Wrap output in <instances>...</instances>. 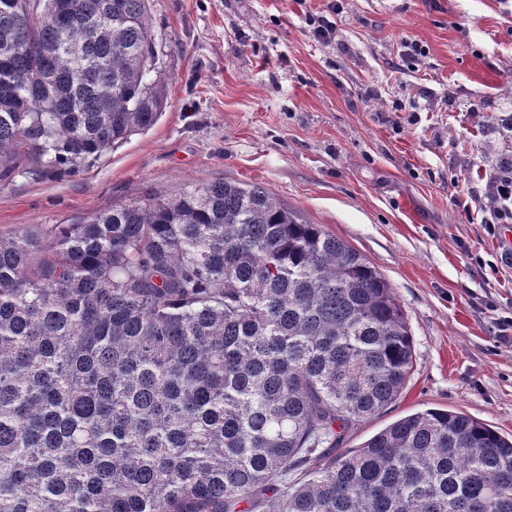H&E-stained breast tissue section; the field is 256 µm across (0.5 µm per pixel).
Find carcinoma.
<instances>
[{
  "label": "carcinoma",
  "mask_w": 512,
  "mask_h": 512,
  "mask_svg": "<svg viewBox=\"0 0 512 512\" xmlns=\"http://www.w3.org/2000/svg\"><path fill=\"white\" fill-rule=\"evenodd\" d=\"M150 0H0V186L167 107ZM404 311L264 187L149 193L0 234V512H512V439L403 392Z\"/></svg>",
  "instance_id": "cac0c4a2"
}]
</instances>
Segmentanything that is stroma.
Instances as JSON below:
<instances>
[{
    "mask_svg": "<svg viewBox=\"0 0 512 512\" xmlns=\"http://www.w3.org/2000/svg\"><path fill=\"white\" fill-rule=\"evenodd\" d=\"M326 4L151 0L166 110L90 168L1 188L0 233L45 237L151 191L259 184L370 261L411 330L402 395L344 447L426 408L511 437L512 345L498 321L512 317V223L477 214L512 158V0H343L330 44L306 24Z\"/></svg>",
    "mask_w": 512,
    "mask_h": 512,
    "instance_id": "1",
    "label": "stroma"
}]
</instances>
